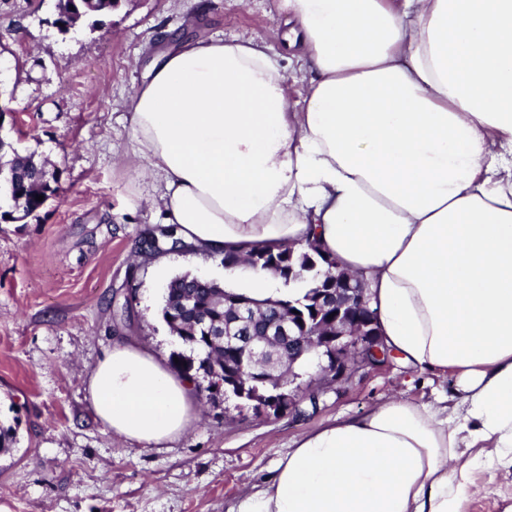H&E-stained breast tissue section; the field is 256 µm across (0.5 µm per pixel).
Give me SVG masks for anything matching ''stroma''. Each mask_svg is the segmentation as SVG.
I'll return each mask as SVG.
<instances>
[{
	"instance_id": "stroma-1",
	"label": "stroma",
	"mask_w": 512,
	"mask_h": 512,
	"mask_svg": "<svg viewBox=\"0 0 512 512\" xmlns=\"http://www.w3.org/2000/svg\"><path fill=\"white\" fill-rule=\"evenodd\" d=\"M56 0H0V107L20 154L59 173L60 190L24 221H0V512H228L264 487L301 434L403 396L431 401L454 379L393 359L323 395L303 415L253 418L197 377L200 419L165 448L130 445L91 412L85 380L129 338L170 361L183 345L162 318L164 293L190 273L222 282L221 255L171 252L164 269L139 254L160 231L159 185L136 175L128 99L173 38L255 36L284 48L276 0H121L98 26L53 25ZM131 298L130 319L112 302ZM467 512H512V473L471 466Z\"/></svg>"
}]
</instances>
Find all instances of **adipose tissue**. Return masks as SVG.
<instances>
[{"mask_svg": "<svg viewBox=\"0 0 512 512\" xmlns=\"http://www.w3.org/2000/svg\"><path fill=\"white\" fill-rule=\"evenodd\" d=\"M303 66L290 102L257 39H188L128 102L138 176L196 249L317 239L363 277L387 348L453 375L454 404L390 398L301 435L236 512H465L461 449L512 467V0H277ZM225 283L286 296L265 271ZM87 399L118 438L162 447L196 421L190 379L131 342Z\"/></svg>", "mask_w": 512, "mask_h": 512, "instance_id": "ef3b65f1", "label": "adipose tissue"}]
</instances>
